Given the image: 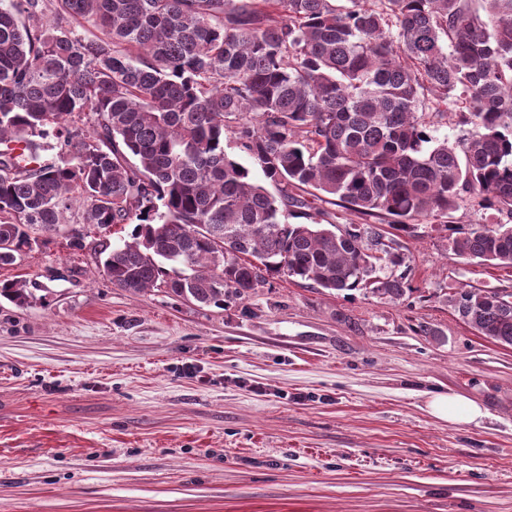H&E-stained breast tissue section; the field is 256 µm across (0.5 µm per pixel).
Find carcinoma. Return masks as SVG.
Masks as SVG:
<instances>
[{"label": "carcinoma", "instance_id": "1", "mask_svg": "<svg viewBox=\"0 0 512 512\" xmlns=\"http://www.w3.org/2000/svg\"><path fill=\"white\" fill-rule=\"evenodd\" d=\"M0 0V266L83 223L112 285L224 308L271 276L410 291L392 232L458 201L512 218V0ZM452 102L453 143L426 120ZM70 158L40 162L49 135ZM230 135L265 178L224 149ZM23 147L15 155L14 148ZM390 224H291L304 195ZM452 250L512 267V224L450 226ZM28 303L26 284L0 297ZM460 318L512 346V294L462 290Z\"/></svg>", "mask_w": 512, "mask_h": 512}]
</instances>
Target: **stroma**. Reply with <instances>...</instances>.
Returning a JSON list of instances; mask_svg holds the SVG:
<instances>
[{
    "label": "stroma",
    "instance_id": "35a3bbf8",
    "mask_svg": "<svg viewBox=\"0 0 512 512\" xmlns=\"http://www.w3.org/2000/svg\"><path fill=\"white\" fill-rule=\"evenodd\" d=\"M72 224L0 268L31 295L0 298V512H512V347L454 308L512 268L446 224L396 236L399 301L273 276L221 309L114 287L98 243L131 225ZM429 413L448 422L479 426L486 412L478 402L448 392L432 394L428 401Z\"/></svg>",
    "mask_w": 512,
    "mask_h": 512
}]
</instances>
